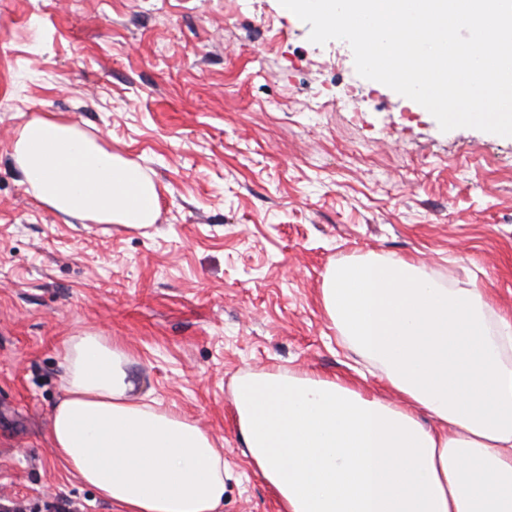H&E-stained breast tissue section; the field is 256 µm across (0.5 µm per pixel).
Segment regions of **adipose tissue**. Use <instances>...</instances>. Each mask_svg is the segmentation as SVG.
<instances>
[{
	"mask_svg": "<svg viewBox=\"0 0 512 512\" xmlns=\"http://www.w3.org/2000/svg\"><path fill=\"white\" fill-rule=\"evenodd\" d=\"M15 158L63 216L127 228L158 217L141 165L66 120L26 122ZM321 304L392 395L307 371L237 380L242 445L282 512H512V319L485 288L370 252L326 268ZM132 364L95 333L64 343L47 425L57 459L119 512H222L223 449L140 394Z\"/></svg>",
	"mask_w": 512,
	"mask_h": 512,
	"instance_id": "1",
	"label": "adipose tissue"
}]
</instances>
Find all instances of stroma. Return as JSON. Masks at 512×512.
Instances as JSON below:
<instances>
[{"instance_id":"stroma-1","label":"stroma","mask_w":512,"mask_h":512,"mask_svg":"<svg viewBox=\"0 0 512 512\" xmlns=\"http://www.w3.org/2000/svg\"><path fill=\"white\" fill-rule=\"evenodd\" d=\"M309 33L280 0H0V512H113L46 436L69 337L124 345L139 391L223 446V512H279L230 393L363 369L321 307L328 265L412 257L512 316V137L441 131ZM49 115L146 168L155 224L35 198L14 144Z\"/></svg>"}]
</instances>
